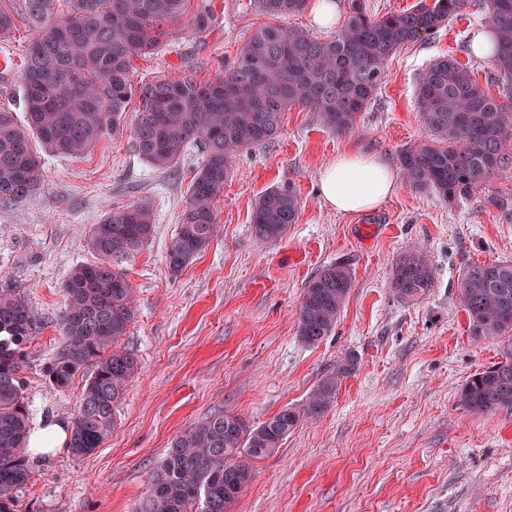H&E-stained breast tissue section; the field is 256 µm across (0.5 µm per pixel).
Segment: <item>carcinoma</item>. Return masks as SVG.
I'll return each mask as SVG.
<instances>
[{"label":"carcinoma","mask_w":512,"mask_h":512,"mask_svg":"<svg viewBox=\"0 0 512 512\" xmlns=\"http://www.w3.org/2000/svg\"><path fill=\"white\" fill-rule=\"evenodd\" d=\"M190 0H24L33 37L18 75L21 125L0 109V201L19 203L40 189V153L70 156L92 151L115 131L127 106L139 109L129 139L156 169L175 167L198 145L204 160L190 188L167 258L182 270L208 248L216 232L214 203L224 192L230 162L243 149L273 143L285 112L302 106L341 134L354 130L360 112L385 82L389 56L421 35H432L468 0H419L408 11L369 13L365 0H348L343 27L330 38L300 28L259 26L224 73L201 81L185 72L133 84L135 60L154 54L185 28L205 39L215 27L207 0L188 13ZM309 0H259L269 17L302 13ZM495 30L490 82L512 96V0H481ZM417 104L431 139L400 155L403 177L449 202L469 198L512 169V109L500 103L456 59H437L417 89ZM299 199L270 189L255 203L253 231L275 241L295 223ZM154 231L144 202L108 211L90 226L88 243L99 262L74 267L63 282L61 350L46 368L60 392L87 372L71 415L67 451L93 454L112 432L114 408L139 368L138 356L118 347L135 316L133 288L113 259L138 254ZM352 287L350 269L331 263L303 289L297 317L302 342L316 345L334 330ZM434 287L426 255L412 249L392 267L390 288L413 302ZM459 301L476 338L512 331V262L471 263L457 279ZM37 317L23 295L0 289V512H11L31 472L24 453L29 409L21 371ZM352 358L322 377L300 407H285L259 425L239 416L211 414L171 442L152 472L135 512H231L254 477V465L274 455L305 419L334 403ZM460 402L471 412L512 408V347L503 361L463 384Z\"/></svg>","instance_id":"obj_1"}]
</instances>
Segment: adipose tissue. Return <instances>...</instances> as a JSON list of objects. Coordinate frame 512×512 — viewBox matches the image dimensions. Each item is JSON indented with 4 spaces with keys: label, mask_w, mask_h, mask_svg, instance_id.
Segmentation results:
<instances>
[{
    "label": "adipose tissue",
    "mask_w": 512,
    "mask_h": 512,
    "mask_svg": "<svg viewBox=\"0 0 512 512\" xmlns=\"http://www.w3.org/2000/svg\"><path fill=\"white\" fill-rule=\"evenodd\" d=\"M319 180L324 200L342 213L369 211L398 188L396 172L380 157L352 150L324 166Z\"/></svg>",
    "instance_id": "obj_1"
}]
</instances>
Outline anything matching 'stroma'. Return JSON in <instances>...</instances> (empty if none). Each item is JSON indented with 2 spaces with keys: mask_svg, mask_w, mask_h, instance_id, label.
<instances>
[{
  "mask_svg": "<svg viewBox=\"0 0 512 512\" xmlns=\"http://www.w3.org/2000/svg\"><path fill=\"white\" fill-rule=\"evenodd\" d=\"M211 8L217 21L204 42L174 36L137 60L134 81L185 71L214 77L269 21L256 0H212ZM489 26L487 13L470 6L403 46L353 132H330L308 108L288 110L274 143L233 159L214 203L216 236L176 273L167 254L204 159L200 148L175 168L152 167L125 133L136 115L130 108L123 131L92 152L44 157L39 191L0 203V288L24 295L39 319L23 371L32 426L69 420L84 387L79 375L67 392L57 391L45 369L63 341L62 284L74 265L98 260L87 245L91 225L145 202L155 228L139 254L119 263L135 291V317L121 344L140 369L112 432L92 455L61 449L31 460L15 512H134L178 434L218 411L260 424L300 405L348 355L354 368L335 403L257 461L232 512H512V410L477 414L459 401L471 375L501 361L512 332L471 336L457 290L465 265L512 262V177L492 178L453 204L403 182L359 214L327 206L319 186L321 169L346 150L399 168L400 154L429 137L416 99L420 78L443 56L485 78L492 60L476 57L472 44ZM30 39L24 20L0 38V107L11 112L21 109L18 74ZM269 189L293 191L301 205L282 238L261 243L251 217ZM410 248L428 255L434 286L405 303L390 277ZM339 259L350 265L352 288L335 331L304 344L297 335L303 288Z\"/></svg>",
  "mask_w": 512,
  "mask_h": 512,
  "instance_id": "stroma-1",
  "label": "stroma"
}]
</instances>
